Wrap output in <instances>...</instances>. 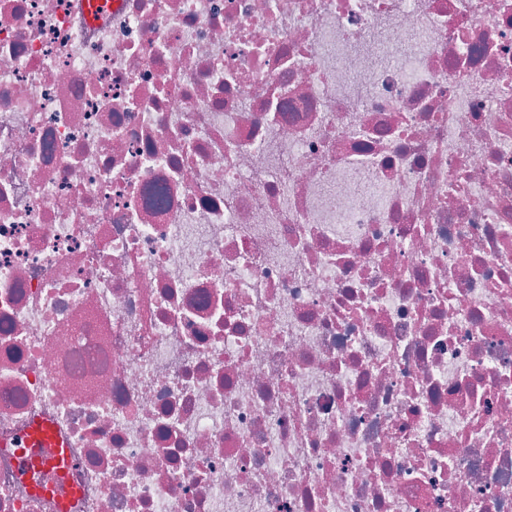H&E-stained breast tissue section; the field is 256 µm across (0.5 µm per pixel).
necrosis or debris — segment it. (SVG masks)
<instances>
[{
    "instance_id": "necrosis-or-debris-1",
    "label": "necrosis or debris",
    "mask_w": 512,
    "mask_h": 512,
    "mask_svg": "<svg viewBox=\"0 0 512 512\" xmlns=\"http://www.w3.org/2000/svg\"><path fill=\"white\" fill-rule=\"evenodd\" d=\"M0 512H512V0H0ZM28 448H19V467L23 477L40 468L57 472L72 466V462L60 451V437L53 422L40 419L28 430Z\"/></svg>"
}]
</instances>
